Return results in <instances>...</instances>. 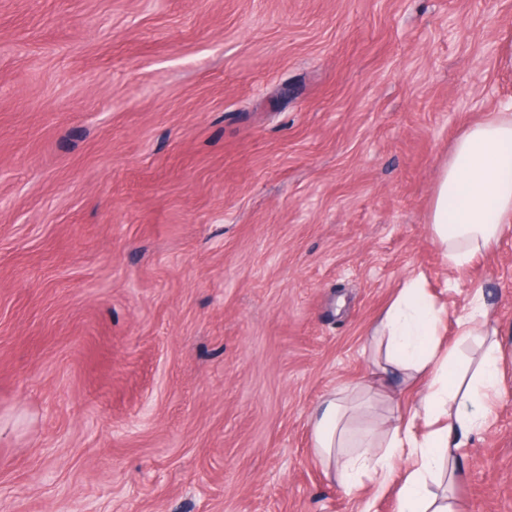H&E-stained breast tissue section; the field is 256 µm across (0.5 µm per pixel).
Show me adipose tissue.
Returning a JSON list of instances; mask_svg holds the SVG:
<instances>
[{
  "mask_svg": "<svg viewBox=\"0 0 512 512\" xmlns=\"http://www.w3.org/2000/svg\"><path fill=\"white\" fill-rule=\"evenodd\" d=\"M430 231L444 264L463 269L512 231V113L489 112L456 139L434 187ZM447 310L416 278L406 279L370 335L371 382L330 393L314 416L313 445L327 474L348 490L368 478L397 485L398 512H462L451 495L453 460L488 421V397L500 383L499 331L481 292L456 319L459 335L479 337L477 367L458 382L454 347L442 338ZM422 389L409 415L382 431L354 427L373 397Z\"/></svg>",
  "mask_w": 512,
  "mask_h": 512,
  "instance_id": "1",
  "label": "adipose tissue"
}]
</instances>
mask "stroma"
Segmentation results:
<instances>
[{
	"label": "stroma",
	"instance_id": "stroma-1",
	"mask_svg": "<svg viewBox=\"0 0 512 512\" xmlns=\"http://www.w3.org/2000/svg\"><path fill=\"white\" fill-rule=\"evenodd\" d=\"M510 41L512 0H0V512H359L311 417L410 276L501 332L455 496L512 512V234L429 229Z\"/></svg>",
	"mask_w": 512,
	"mask_h": 512
}]
</instances>
